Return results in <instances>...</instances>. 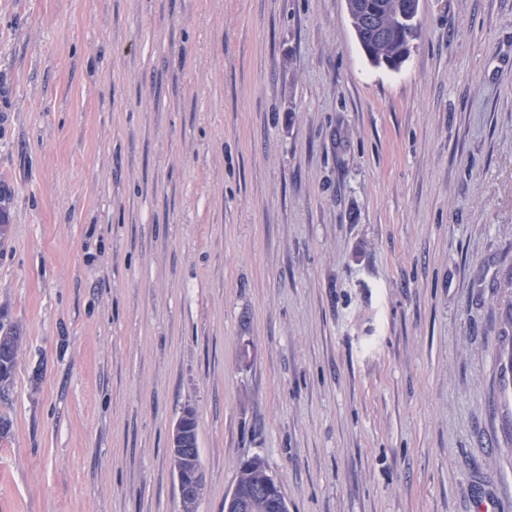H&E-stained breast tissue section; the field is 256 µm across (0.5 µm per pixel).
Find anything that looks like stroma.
I'll return each mask as SVG.
<instances>
[{
    "label": "stroma",
    "instance_id": "35a3bbf8",
    "mask_svg": "<svg viewBox=\"0 0 512 512\" xmlns=\"http://www.w3.org/2000/svg\"><path fill=\"white\" fill-rule=\"evenodd\" d=\"M0 0V512H512V0ZM406 0H346L356 40L375 68L399 70L417 36L416 18ZM22 337L18 325L0 321V386L11 379ZM183 420H184V445L185 448H181L182 455L186 458L184 460V467L181 472V480L183 482H188L189 475L188 471L192 467V462L199 458V448H198V432H197V421L195 413L192 409L186 408L183 410ZM270 479L279 486L278 481L269 474L263 458L255 455L242 460L239 463L234 484L239 493L235 492V488L231 490L228 495L225 511L232 512V507L239 509L244 507L245 504L239 495L241 494L252 497V512H288V504L283 494L276 495L270 492L271 494L268 493L266 496H255L256 490L268 487ZM204 486L205 474L202 465L198 464L191 474V487L196 493H199L200 491H203ZM196 493L186 492L180 496L183 512H196L198 502L202 496V493Z\"/></svg>",
    "mask_w": 512,
    "mask_h": 512
}]
</instances>
